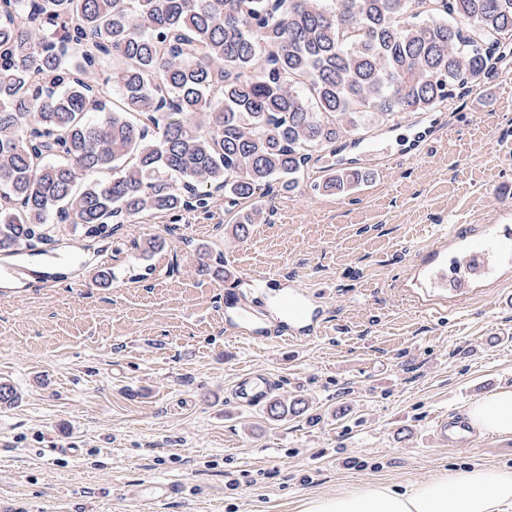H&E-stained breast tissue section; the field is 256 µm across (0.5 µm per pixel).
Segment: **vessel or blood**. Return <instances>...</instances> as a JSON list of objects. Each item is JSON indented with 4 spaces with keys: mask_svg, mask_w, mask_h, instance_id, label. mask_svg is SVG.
I'll return each instance as SVG.
<instances>
[{
    "mask_svg": "<svg viewBox=\"0 0 512 512\" xmlns=\"http://www.w3.org/2000/svg\"><path fill=\"white\" fill-rule=\"evenodd\" d=\"M406 148L396 157L410 158L412 147L429 140L433 125L405 124ZM512 278V226L508 224L442 225L434 242L411 261L405 278L410 298L420 311L431 313L447 308H461L474 295L486 288L499 287ZM239 281L250 288L249 296H234L226 302L224 324L237 337L252 343L265 340L267 330L253 308L252 296L263 294L271 277L267 274H239ZM281 303L289 312L288 329L282 340L300 343L318 337L323 322L304 290L291 289ZM271 393L267 377L247 376L234 387L238 405L254 408L265 405ZM438 442L451 447L469 445L473 431L466 418L456 415L438 421L435 428Z\"/></svg>",
    "mask_w": 512,
    "mask_h": 512,
    "instance_id": "vessel-or-blood-1",
    "label": "vessel or blood"
}]
</instances>
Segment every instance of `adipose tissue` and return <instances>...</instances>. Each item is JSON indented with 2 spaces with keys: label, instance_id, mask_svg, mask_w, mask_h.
Instances as JSON below:
<instances>
[{
  "label": "adipose tissue",
  "instance_id": "1",
  "mask_svg": "<svg viewBox=\"0 0 512 512\" xmlns=\"http://www.w3.org/2000/svg\"><path fill=\"white\" fill-rule=\"evenodd\" d=\"M472 427L512 434V389L472 402ZM512 506V468L447 469L413 484H370L302 502L300 512H505Z\"/></svg>",
  "mask_w": 512,
  "mask_h": 512
}]
</instances>
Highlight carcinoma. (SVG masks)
Masks as SVG:
<instances>
[{
  "mask_svg": "<svg viewBox=\"0 0 512 512\" xmlns=\"http://www.w3.org/2000/svg\"><path fill=\"white\" fill-rule=\"evenodd\" d=\"M511 54L512 0H0V253L293 190L313 155L436 111Z\"/></svg>",
  "mask_w": 512,
  "mask_h": 512,
  "instance_id": "carcinoma-1",
  "label": "carcinoma"
}]
</instances>
